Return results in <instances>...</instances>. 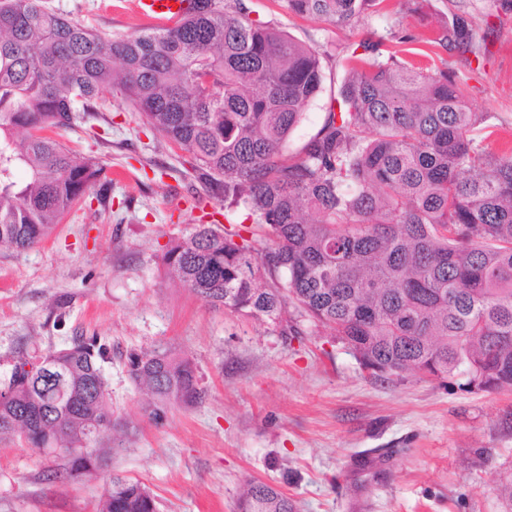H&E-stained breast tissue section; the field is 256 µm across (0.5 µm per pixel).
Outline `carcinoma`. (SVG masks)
I'll use <instances>...</instances> for the list:
<instances>
[{"label":"carcinoma","mask_w":512,"mask_h":512,"mask_svg":"<svg viewBox=\"0 0 512 512\" xmlns=\"http://www.w3.org/2000/svg\"><path fill=\"white\" fill-rule=\"evenodd\" d=\"M379 2L288 0V10L343 26ZM430 45L475 52L468 19L454 16ZM361 47L372 57L348 59L339 111L290 157L285 144L322 89L321 60L251 19L243 0H195L174 28L112 41L42 0H0V249L39 245L94 186L110 206L103 169L43 131L97 117L112 90L220 202L254 217L253 231L199 224L172 241L162 262L173 280L261 321L292 309L333 330L376 379L462 373L470 391L511 390L512 153L473 137L485 116L448 72L384 58L371 38ZM20 166L24 184L13 180ZM247 231L262 233V249ZM108 359L94 335L19 359L0 388V440L59 448L71 475L101 469L108 451L90 443L116 429ZM127 363L160 406L203 401L189 359L154 349ZM238 509L296 505L250 480ZM100 512H157V501L115 477Z\"/></svg>","instance_id":"1"}]
</instances>
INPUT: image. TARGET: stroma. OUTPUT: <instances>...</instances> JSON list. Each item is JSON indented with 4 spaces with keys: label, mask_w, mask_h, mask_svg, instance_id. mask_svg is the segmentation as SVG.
<instances>
[{
    "label": "stroma",
    "mask_w": 512,
    "mask_h": 512,
    "mask_svg": "<svg viewBox=\"0 0 512 512\" xmlns=\"http://www.w3.org/2000/svg\"><path fill=\"white\" fill-rule=\"evenodd\" d=\"M45 2L106 38L144 28L110 14L111 0ZM244 2L251 18L275 23L321 59L323 89L287 153L321 129L345 58L371 33L382 52L465 83L492 150L512 140V0H384L346 26L295 16L287 0ZM456 14L468 18L479 59L427 50ZM103 98L98 119L54 136L103 168L112 205L85 197L36 248L0 251V381L19 357L99 336L112 349L103 371L113 415L133 445L113 450L93 475L70 476L63 452L0 441V512H97L115 474L149 488L159 512H238L239 490L253 478L293 499L297 512H506L498 488L512 476V391H469L460 375L377 380L323 326L301 319L291 336L169 280L170 241L200 224L253 219L185 172L180 151L119 94ZM153 348L192 361L201 404L154 413L126 360Z\"/></svg>",
    "instance_id": "obj_1"
}]
</instances>
